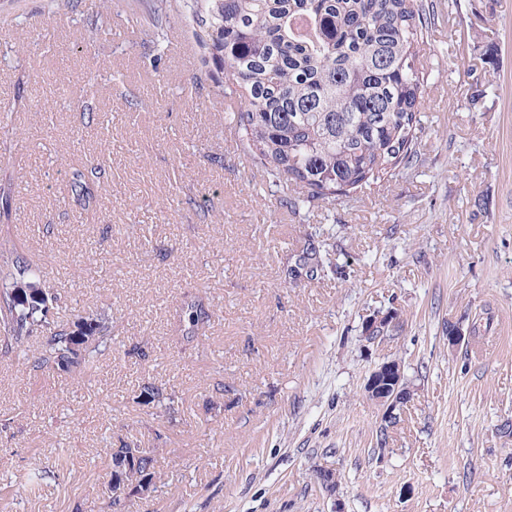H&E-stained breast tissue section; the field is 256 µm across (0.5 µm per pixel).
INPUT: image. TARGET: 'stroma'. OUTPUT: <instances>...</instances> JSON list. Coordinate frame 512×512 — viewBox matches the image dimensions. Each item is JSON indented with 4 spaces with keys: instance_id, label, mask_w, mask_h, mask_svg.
Wrapping results in <instances>:
<instances>
[{
    "instance_id": "1",
    "label": "stroma",
    "mask_w": 512,
    "mask_h": 512,
    "mask_svg": "<svg viewBox=\"0 0 512 512\" xmlns=\"http://www.w3.org/2000/svg\"><path fill=\"white\" fill-rule=\"evenodd\" d=\"M423 3L417 161L298 216L241 152L180 12L158 41L103 0H0V238L66 304L125 315L74 389L0 357V512H107L127 436L164 472L130 512H512V0ZM94 162L86 209L71 177ZM318 225L338 271L290 284ZM188 293L213 312L200 353L178 340ZM392 359L413 396L381 448L363 389ZM147 381L176 390L174 422L137 403ZM397 314L398 313L396 311H389L385 315H375L367 320L363 326V337L371 341L377 339L380 336L387 335V333L391 331L390 328L394 325L387 327L386 324L389 321L393 324L396 321ZM385 328L386 330L384 332H378V330H384ZM377 332L378 336H375Z\"/></svg>"
}]
</instances>
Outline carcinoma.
Segmentation results:
<instances>
[{
    "instance_id": "carcinoma-1",
    "label": "carcinoma",
    "mask_w": 512,
    "mask_h": 512,
    "mask_svg": "<svg viewBox=\"0 0 512 512\" xmlns=\"http://www.w3.org/2000/svg\"><path fill=\"white\" fill-rule=\"evenodd\" d=\"M156 23L171 0H137ZM196 25L204 65L224 96L235 100L238 141L268 178L294 192L295 214L330 203L363 184L391 176L417 156L420 106L430 74L418 46L430 16L421 0H180ZM333 245L309 233L293 264L307 281L333 268ZM60 293L42 267L0 239V354L27 374H64L83 383L98 359L112 352L122 316L112 309L51 318ZM183 342L205 334L211 313L199 299L180 304ZM44 333L38 347L30 343ZM139 403L157 418L175 411V390L147 382ZM111 462L130 461L132 475L157 488L151 452L134 440L109 449Z\"/></svg>"
}]
</instances>
